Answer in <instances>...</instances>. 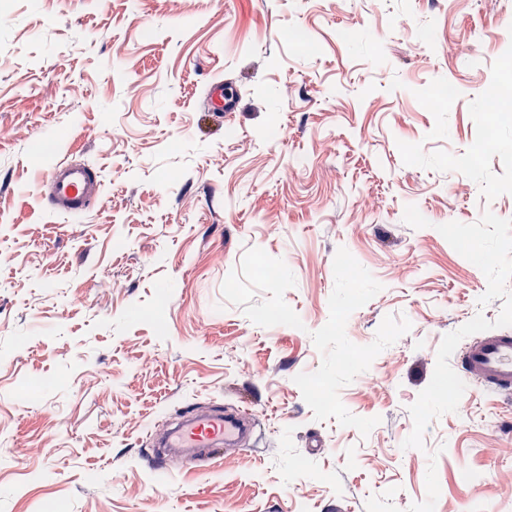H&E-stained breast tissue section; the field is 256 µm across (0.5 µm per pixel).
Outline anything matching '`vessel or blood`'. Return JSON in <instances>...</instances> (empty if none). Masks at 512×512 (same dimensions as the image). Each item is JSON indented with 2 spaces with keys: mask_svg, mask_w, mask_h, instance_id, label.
<instances>
[{
  "mask_svg": "<svg viewBox=\"0 0 512 512\" xmlns=\"http://www.w3.org/2000/svg\"><path fill=\"white\" fill-rule=\"evenodd\" d=\"M207 105L214 112L236 111L239 98L223 81L206 87ZM47 200L59 213L77 216L96 201L102 186L96 173L81 163L57 165L49 169L45 181ZM465 376L490 390L512 394V332L490 331L468 342L457 360ZM247 429L246 422L234 414L192 412L168 428L165 451L152 457L154 466L165 468L175 458L195 457L201 464L216 458L231 459V446Z\"/></svg>",
  "mask_w": 512,
  "mask_h": 512,
  "instance_id": "obj_1",
  "label": "vessel or blood"
}]
</instances>
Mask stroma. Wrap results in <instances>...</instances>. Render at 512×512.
<instances>
[{
  "mask_svg": "<svg viewBox=\"0 0 512 512\" xmlns=\"http://www.w3.org/2000/svg\"><path fill=\"white\" fill-rule=\"evenodd\" d=\"M510 56L512 0H0V512H512L454 367L512 332ZM193 407L255 432L152 470ZM206 100L212 112H235L239 103V97L232 87L220 80H212L206 86ZM46 197L51 207L59 213L78 216L102 192L96 173L81 163L56 165L47 171Z\"/></svg>",
  "mask_w": 512,
  "mask_h": 512,
  "instance_id": "35a3bbf8",
  "label": "stroma"
}]
</instances>
